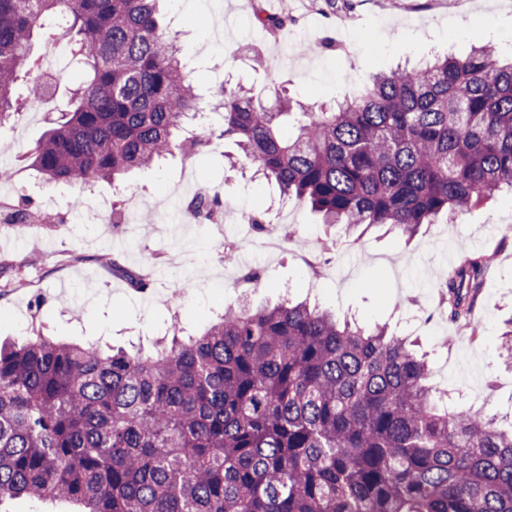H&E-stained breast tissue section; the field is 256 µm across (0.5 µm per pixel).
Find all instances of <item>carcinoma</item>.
<instances>
[{"label":"carcinoma","mask_w":512,"mask_h":512,"mask_svg":"<svg viewBox=\"0 0 512 512\" xmlns=\"http://www.w3.org/2000/svg\"><path fill=\"white\" fill-rule=\"evenodd\" d=\"M167 0H0V125L40 69L34 35L86 73L19 156L48 183L121 184L211 143ZM219 136L287 200L346 230L412 235L512 189V60L494 44L381 74L333 110L220 87ZM221 195L191 200L199 224ZM487 259L448 271L441 304L479 333ZM427 362L383 329L289 301L224 309L155 353L35 336L0 347V502L80 512H512V433L479 409L439 407ZM76 509V506L68 503L56 502L52 504L28 497L7 500L0 505L2 512H75Z\"/></svg>","instance_id":"cac0c4a2"}]
</instances>
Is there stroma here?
Here are the masks:
<instances>
[{
    "label": "stroma",
    "mask_w": 512,
    "mask_h": 512,
    "mask_svg": "<svg viewBox=\"0 0 512 512\" xmlns=\"http://www.w3.org/2000/svg\"><path fill=\"white\" fill-rule=\"evenodd\" d=\"M196 2L197 13L174 10L170 17L201 91L224 82L266 99L275 81L303 104L326 108L356 95L377 71L429 58L439 44L463 53L490 40L512 53V0H284L277 9L290 22L274 34L254 20L255 11L276 9L271 0ZM326 39L332 49H298L299 42ZM83 79L81 70H64L47 105L24 107L18 122L0 126V166L18 170L0 191L22 185L37 203L65 192V185L19 168L18 155L42 137ZM194 183L221 193L233 214L224 227L173 221ZM122 197L135 205L134 225L78 222L69 214L50 228L0 223L1 346L41 335L148 350L158 338L202 331L241 297L263 306L288 295L409 337L434 386L459 394L460 404L487 405L512 424V364L499 349L512 319V192H495L454 223L424 224L410 237L388 225L348 233L323 224L307 205L285 203L253 165L239 162L228 139L195 160L175 156L134 174ZM257 211L290 234L288 246L225 263V240L255 233L236 214ZM475 253L492 254L493 262L475 311L481 331L473 337L439 304L452 264ZM116 262L149 273L147 290L115 275ZM248 267L265 270L268 280L244 291L237 283ZM374 279L380 288H369ZM184 280L189 289H180Z\"/></svg>",
    "instance_id": "35a3bbf8"
}]
</instances>
